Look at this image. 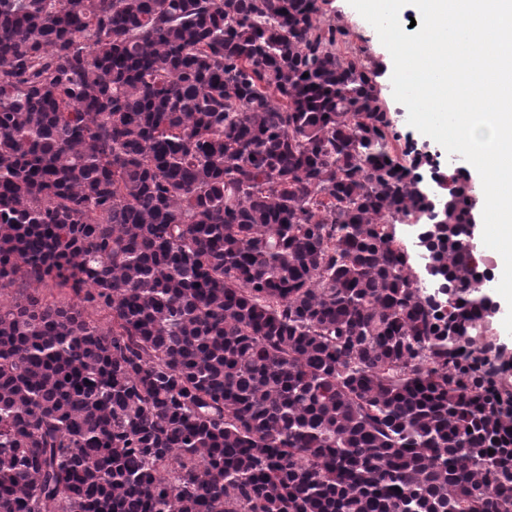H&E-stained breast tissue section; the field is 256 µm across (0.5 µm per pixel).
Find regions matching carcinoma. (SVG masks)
<instances>
[{"label":"carcinoma","instance_id":"carcinoma-1","mask_svg":"<svg viewBox=\"0 0 512 512\" xmlns=\"http://www.w3.org/2000/svg\"><path fill=\"white\" fill-rule=\"evenodd\" d=\"M318 0H0V512H512V351ZM105 312L102 326L85 308ZM61 292H70V290L68 288L61 290L58 287H56L54 283L51 281L43 285H34L32 287H27L26 285L22 284V282L19 280L13 285L7 286L0 290V301L2 302V304L7 305L11 303L14 300V298L22 297V295L26 294L38 295L47 301H54L58 300L61 297Z\"/></svg>","mask_w":512,"mask_h":512}]
</instances>
